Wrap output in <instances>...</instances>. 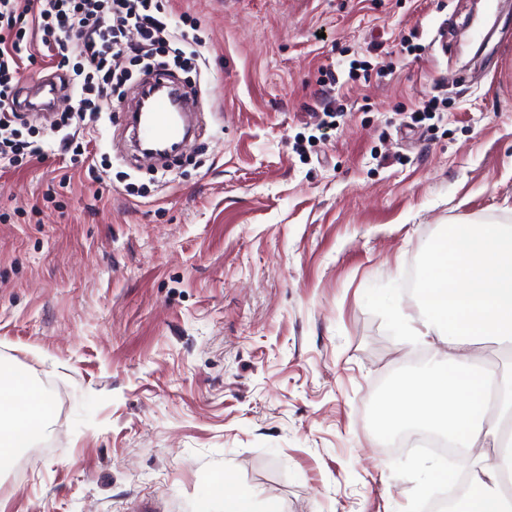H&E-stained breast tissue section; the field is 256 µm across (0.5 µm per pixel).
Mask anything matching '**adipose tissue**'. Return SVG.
Segmentation results:
<instances>
[{"label":"adipose tissue","instance_id":"ef3b65f1","mask_svg":"<svg viewBox=\"0 0 512 512\" xmlns=\"http://www.w3.org/2000/svg\"><path fill=\"white\" fill-rule=\"evenodd\" d=\"M398 326L436 353L399 381L390 426L418 427L464 449V512H512V371L479 361L482 344L512 342V226L456 225L432 246L413 311ZM52 407L25 373L0 371V460L48 427Z\"/></svg>","mask_w":512,"mask_h":512}]
</instances>
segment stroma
<instances>
[{
	"instance_id": "stroma-1",
	"label": "stroma",
	"mask_w": 512,
	"mask_h": 512,
	"mask_svg": "<svg viewBox=\"0 0 512 512\" xmlns=\"http://www.w3.org/2000/svg\"><path fill=\"white\" fill-rule=\"evenodd\" d=\"M208 60L166 171L123 107L90 155L0 162V365L53 426L0 512H423L434 453L386 448L392 315L454 224L512 225V0H161ZM441 100L423 114L429 99Z\"/></svg>"
}]
</instances>
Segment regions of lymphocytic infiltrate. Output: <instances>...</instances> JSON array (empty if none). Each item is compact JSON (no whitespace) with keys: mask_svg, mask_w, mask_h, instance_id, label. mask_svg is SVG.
Instances as JSON below:
<instances>
[{"mask_svg":"<svg viewBox=\"0 0 512 512\" xmlns=\"http://www.w3.org/2000/svg\"><path fill=\"white\" fill-rule=\"evenodd\" d=\"M29 13L58 57L61 89L75 98L53 120L64 132L65 152L76 142L73 119L96 113L97 99L117 93L133 67L150 74L172 66L197 70L205 61L195 31L172 27L152 0H0V158L45 156L41 143L20 140L16 129L24 121L17 96L25 38L17 23Z\"/></svg>","mask_w":512,"mask_h":512,"instance_id":"obj_1","label":"lymphocytic infiltrate"}]
</instances>
